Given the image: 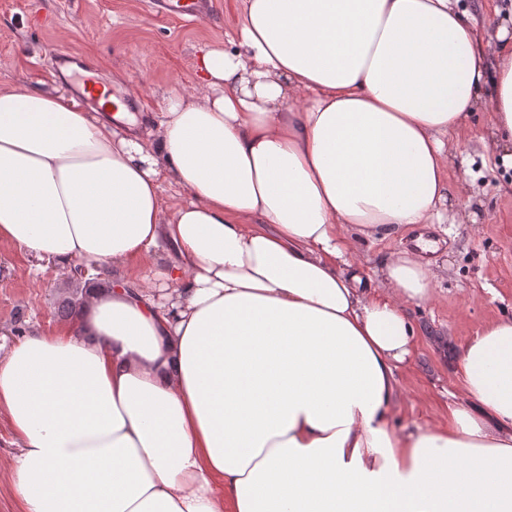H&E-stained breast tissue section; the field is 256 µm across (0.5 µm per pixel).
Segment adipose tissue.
Instances as JSON below:
<instances>
[{
  "label": "adipose tissue",
  "instance_id": "1",
  "mask_svg": "<svg viewBox=\"0 0 512 512\" xmlns=\"http://www.w3.org/2000/svg\"><path fill=\"white\" fill-rule=\"evenodd\" d=\"M234 51L158 122L0 86V239L84 283L75 323L0 353L19 512H512V318L464 398L401 433L395 371L433 274L363 242L441 221L449 132L512 147V48L451 0H243ZM188 193L167 208L164 182Z\"/></svg>",
  "mask_w": 512,
  "mask_h": 512
}]
</instances>
